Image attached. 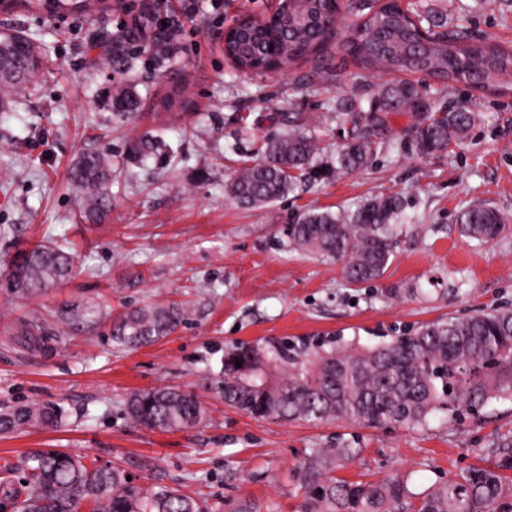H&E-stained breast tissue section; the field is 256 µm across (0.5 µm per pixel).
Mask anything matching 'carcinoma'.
I'll return each instance as SVG.
<instances>
[{
  "label": "carcinoma",
  "instance_id": "obj_1",
  "mask_svg": "<svg viewBox=\"0 0 512 512\" xmlns=\"http://www.w3.org/2000/svg\"><path fill=\"white\" fill-rule=\"evenodd\" d=\"M101 0H0L12 11L36 6L49 14L89 13ZM349 17H332L327 0H283L267 25L249 22L224 46L242 71L261 68L278 57L292 63L336 49L358 69H384L400 79L376 87L374 104L362 112L353 101L336 104V118L349 125L336 149V172L360 170L391 129L390 117H416L410 132L423 154L450 153L466 144L479 120L465 107L432 108L411 76L433 78L441 95L455 82L482 93L512 91V45L481 42L448 20L400 0H349ZM48 67L26 33L0 30V97L24 91ZM317 141L302 132L272 140L263 157L246 165L231 184L246 208L267 205L293 191L297 178L313 173ZM70 179L84 195L83 217L95 223L112 207L107 185L112 169L103 155L88 150L74 163ZM396 196H380L345 214L309 211L288 225L289 245L343 264L344 277L360 284L381 277L395 258L402 233ZM465 237L490 243L506 231L493 208L468 206L457 217ZM73 254L41 242L24 252L0 282L17 296H43L72 272ZM185 321L175 304L136 307L113 326L112 339L137 347L170 335ZM242 366L236 367V361ZM224 402L261 419L324 422L344 420L363 427L425 426L442 413L458 420L476 415L494 401L512 399V309L482 311L464 319L424 323L374 346L358 348L339 339L297 343L267 340L237 343L224 350ZM130 421L152 430L175 431L205 418L197 397L174 387L131 394L124 403ZM57 404L30 403L0 413V435L27 426L54 427L64 418ZM497 461L473 468L459 479L439 482L421 494L404 479L353 483L334 476L360 449L313 448L302 467V512H503L512 504V434L490 442ZM24 490L0 483V496L14 512H206V506L177 487L151 490L127 480L122 465H99L54 448L35 449L22 460Z\"/></svg>",
  "mask_w": 512,
  "mask_h": 512
}]
</instances>
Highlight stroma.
<instances>
[{"label":"stroma","instance_id":"stroma-1","mask_svg":"<svg viewBox=\"0 0 512 512\" xmlns=\"http://www.w3.org/2000/svg\"><path fill=\"white\" fill-rule=\"evenodd\" d=\"M447 14L474 37L512 45V0H417ZM86 16L35 9L0 14L23 28L51 61L35 86L0 110V278L30 245L74 246L69 279L34 300L0 288V413L26 403H57V428L0 436V466L33 448L119 462L138 485L178 487L209 512L243 501L258 512H299V470L313 448H358L342 478L408 479L419 493L442 478L493 459L492 437L512 430V402L495 401L482 419L432 416L426 427L375 429L342 420L256 419L224 402L218 386L227 346L258 339L335 336L372 346L420 323L512 306V93L482 94L457 83L430 105L460 101L480 120L466 146L442 155L417 151L412 116L352 175L336 172V103L369 109L386 72L357 78L344 55L241 72L224 54L227 26L264 17L274 0H107ZM119 39L114 50L111 39ZM169 45L156 54L157 41ZM138 100L111 111L116 90ZM321 141L318 177L262 208L240 206L227 190L289 117ZM85 150L112 163V210L85 223L69 173ZM402 202L397 254L384 275L349 285L339 264L289 246L283 228L307 211L341 213L376 195ZM494 207L509 229L481 245L461 236L468 205ZM180 305L186 321L159 341L128 348L112 323L147 304ZM43 318L28 346L21 334ZM178 387L199 396L203 423L161 432L134 425L128 395Z\"/></svg>","mask_w":512,"mask_h":512}]
</instances>
